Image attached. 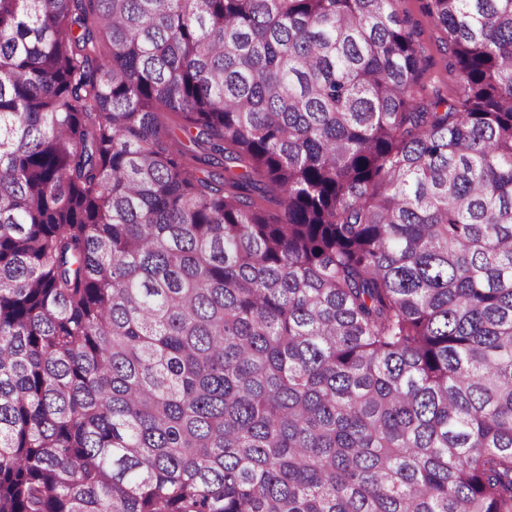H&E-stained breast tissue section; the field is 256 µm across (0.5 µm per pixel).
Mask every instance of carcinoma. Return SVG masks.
<instances>
[{"instance_id":"cac0c4a2","label":"carcinoma","mask_w":512,"mask_h":512,"mask_svg":"<svg viewBox=\"0 0 512 512\" xmlns=\"http://www.w3.org/2000/svg\"><path fill=\"white\" fill-rule=\"evenodd\" d=\"M395 2L0 0V512H512V0ZM397 9L409 18L417 32V48L423 60L417 86L422 98L431 99L436 92L445 98L454 94L457 76L448 67L446 32L428 16L422 0H400Z\"/></svg>"}]
</instances>
